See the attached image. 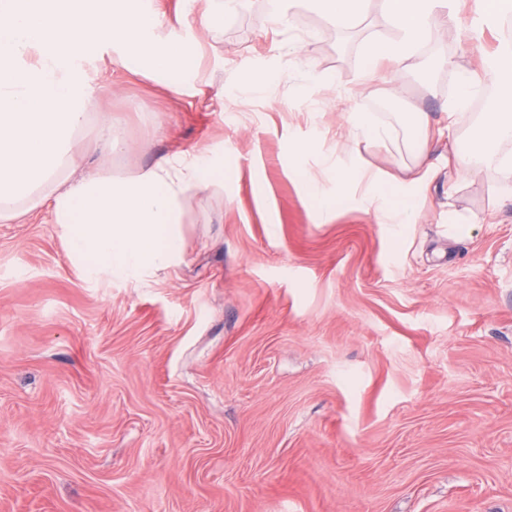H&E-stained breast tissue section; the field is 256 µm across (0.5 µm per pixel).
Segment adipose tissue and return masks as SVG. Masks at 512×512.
Returning a JSON list of instances; mask_svg holds the SVG:
<instances>
[{"label":"adipose tissue","instance_id":"1","mask_svg":"<svg viewBox=\"0 0 512 512\" xmlns=\"http://www.w3.org/2000/svg\"><path fill=\"white\" fill-rule=\"evenodd\" d=\"M452 0H382L396 36L373 43L363 71L375 79L380 61L416 60L436 18ZM154 0H0V219H16L49 204L69 233V252L91 277L135 280L176 264L181 255L184 201L223 188L237 163L220 149L162 157L130 177L77 173L72 142L87 124L112 153L127 144L106 115L91 117L95 93L83 63L110 48L122 65L180 92L196 66V50L173 33ZM495 75L494 101L475 115L471 135L448 151V169L478 175L512 174V34L482 56ZM318 218L336 210L337 190L360 189L380 223L401 226L415 216L413 188L390 193L381 173L355 157L322 155L319 172L302 174Z\"/></svg>","mask_w":512,"mask_h":512}]
</instances>
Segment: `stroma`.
Listing matches in <instances>:
<instances>
[{
  "label": "stroma",
  "mask_w": 512,
  "mask_h": 512,
  "mask_svg": "<svg viewBox=\"0 0 512 512\" xmlns=\"http://www.w3.org/2000/svg\"><path fill=\"white\" fill-rule=\"evenodd\" d=\"M266 11L242 0L211 32L178 26L203 46L180 96L113 54L85 64L129 149L102 151L86 127L83 168L237 159L223 189L185 200L179 266L91 279L48 206L0 221V512H512V177L449 178L438 134L458 72L498 33L468 39L458 9L422 48L427 72L386 63L367 82L368 44L393 34L379 4L350 30L305 0L286 27ZM292 37L335 109L303 97ZM272 57L280 80L229 93ZM351 112L391 142L338 139ZM412 112L429 125L406 126ZM418 134L427 155L407 147ZM309 139L308 171L329 152L391 189L423 177L416 222L393 229L352 200L317 221L288 172Z\"/></svg>",
  "instance_id": "stroma-1"
}]
</instances>
